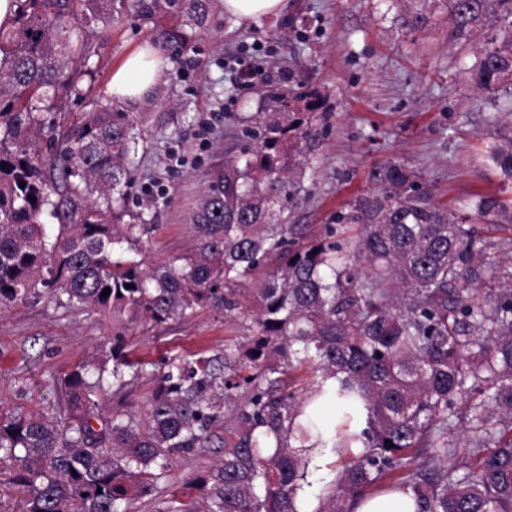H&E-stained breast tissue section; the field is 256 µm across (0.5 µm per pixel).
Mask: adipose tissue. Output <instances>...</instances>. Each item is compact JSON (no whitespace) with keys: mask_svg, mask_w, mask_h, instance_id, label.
Instances as JSON below:
<instances>
[{"mask_svg":"<svg viewBox=\"0 0 512 512\" xmlns=\"http://www.w3.org/2000/svg\"><path fill=\"white\" fill-rule=\"evenodd\" d=\"M170 62L158 49L143 45L132 51L113 72L109 91L116 99L137 104L166 77ZM309 474L298 493L300 512H314L324 487L323 479L333 452L328 448H307Z\"/></svg>","mask_w":512,"mask_h":512,"instance_id":"ef3b65f1","label":"adipose tissue"}]
</instances>
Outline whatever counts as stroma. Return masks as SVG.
Masks as SVG:
<instances>
[{
	"label": "stroma",
	"mask_w": 512,
	"mask_h": 512,
	"mask_svg": "<svg viewBox=\"0 0 512 512\" xmlns=\"http://www.w3.org/2000/svg\"><path fill=\"white\" fill-rule=\"evenodd\" d=\"M448 0H288L285 13L244 22L210 0L203 26L186 29L179 66L141 104L122 103L135 119L137 148L128 206L150 231L144 255L156 265L194 253L191 216L208 173L236 155L244 117L258 111L272 84L308 88L322 98L327 118L290 213L293 224H323L355 196L367 193L369 168L396 157L418 173L431 203L474 218L478 196L512 201V177L494 151L512 137V84L478 90L469 78L481 44L452 35ZM155 26L127 17L92 34L93 73L87 97L73 103L79 120L106 101L112 71ZM260 73L237 85L239 68ZM244 324L205 308L164 323L128 325L129 353L145 362L128 395L104 381L106 411L144 414L163 356L212 355ZM112 334L110 319L57 306L42 293L0 305V411L63 417L66 395L56 380L77 364L98 365ZM223 428L213 445L182 461L160 483L165 491L209 469L222 456Z\"/></svg>",
	"instance_id": "35a3bbf8"
}]
</instances>
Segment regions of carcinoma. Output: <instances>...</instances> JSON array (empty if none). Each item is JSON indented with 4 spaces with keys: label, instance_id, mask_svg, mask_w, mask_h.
Wrapping results in <instances>:
<instances>
[{
    "label": "carcinoma",
    "instance_id": "1",
    "mask_svg": "<svg viewBox=\"0 0 512 512\" xmlns=\"http://www.w3.org/2000/svg\"><path fill=\"white\" fill-rule=\"evenodd\" d=\"M17 3L0 27V303L40 290L112 319L99 372L112 363L118 392L142 373L125 355L129 320L213 307L250 331L210 356H166L140 418L106 414L84 365L61 379L64 419L1 412L18 512H131L211 447L221 422L224 454L193 480L201 498L172 494L160 512H299L307 460L292 442L312 439L340 449L341 463L316 512H352L393 490L412 491L418 512H512V256L493 259L512 240L495 244L429 203L394 158L370 169L371 192L332 223H288L320 101L273 91L275 111L251 117L239 155L207 180L192 215L197 253L150 267L130 259L118 246L138 255L148 231L125 204L134 121L96 103L70 123L69 99L86 94L93 26L126 14L201 26L207 0ZM448 8L457 39L492 17L508 22L484 34L472 80L489 92L511 81L512 0ZM154 42L180 54L175 28L156 29ZM47 130L53 161L42 155ZM476 211L512 223L494 196ZM325 401L336 403L333 424L318 418Z\"/></svg>",
    "mask_w": 512,
    "mask_h": 512
}]
</instances>
